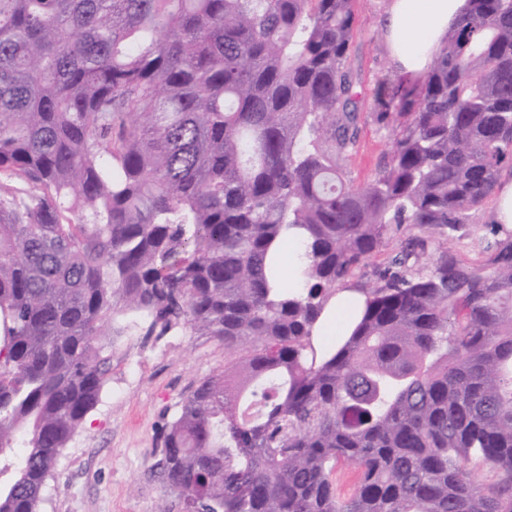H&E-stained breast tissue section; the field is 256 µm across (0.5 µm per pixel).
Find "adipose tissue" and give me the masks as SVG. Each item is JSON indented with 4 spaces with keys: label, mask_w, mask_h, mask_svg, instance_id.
<instances>
[{
    "label": "adipose tissue",
    "mask_w": 512,
    "mask_h": 512,
    "mask_svg": "<svg viewBox=\"0 0 512 512\" xmlns=\"http://www.w3.org/2000/svg\"><path fill=\"white\" fill-rule=\"evenodd\" d=\"M469 7V0H388L382 27L394 75L411 80L426 73Z\"/></svg>",
    "instance_id": "obj_1"
}]
</instances>
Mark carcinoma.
<instances>
[{
	"label": "carcinoma",
	"instance_id": "1",
	"mask_svg": "<svg viewBox=\"0 0 512 512\" xmlns=\"http://www.w3.org/2000/svg\"><path fill=\"white\" fill-rule=\"evenodd\" d=\"M471 2L378 82L393 150L355 186V0H0V512H37L123 323L224 343L155 451L184 512H512V231L424 235L512 165V0ZM347 290L354 330L314 335ZM494 199L481 211L475 214L472 224H459L456 231L449 236H441L437 231L424 233L435 240V243L447 244L462 258L468 260L480 259L487 254V246L492 241L486 224L493 208ZM419 234L417 229H410L409 224H401V226L392 233L390 239L386 242V245L382 247V250L376 253L365 266H362L356 271V280L369 281L374 278L375 271L385 266L390 257L395 254L396 251L405 243L410 235Z\"/></svg>",
	"mask_w": 512,
	"mask_h": 512
}]
</instances>
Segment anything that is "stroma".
<instances>
[{
  "instance_id": "stroma-1",
  "label": "stroma",
  "mask_w": 512,
  "mask_h": 512,
  "mask_svg": "<svg viewBox=\"0 0 512 512\" xmlns=\"http://www.w3.org/2000/svg\"><path fill=\"white\" fill-rule=\"evenodd\" d=\"M386 0H358L350 65L360 115L358 147L345 162L356 183L372 179L389 159L393 136L370 113L378 79L388 75L380 17ZM483 208L443 242L468 260L485 256L491 241ZM224 367L217 338L176 327L148 336L129 326L112 339V366L97 406L59 456L39 512H182L177 492L153 473L157 437L206 377Z\"/></svg>"
}]
</instances>
